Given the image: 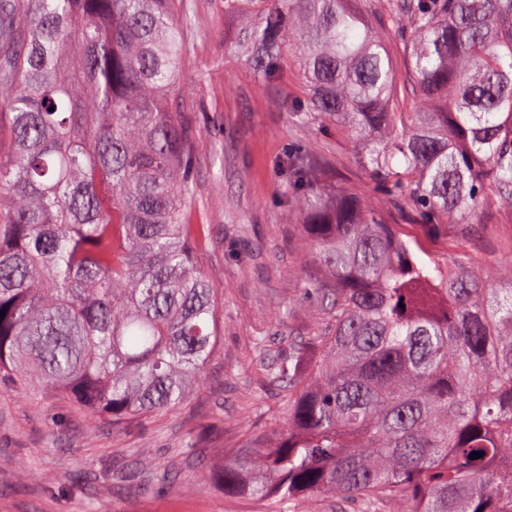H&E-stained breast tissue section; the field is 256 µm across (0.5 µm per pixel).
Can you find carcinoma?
Segmentation results:
<instances>
[{"instance_id":"cac0c4a2","label":"carcinoma","mask_w":512,"mask_h":512,"mask_svg":"<svg viewBox=\"0 0 512 512\" xmlns=\"http://www.w3.org/2000/svg\"><path fill=\"white\" fill-rule=\"evenodd\" d=\"M225 3L253 16L225 50L264 81L293 58L306 93L289 111L347 128L422 223L512 206V0H377L383 33L362 0ZM178 5L0 0V385L40 382L116 429L184 401L224 330L184 211ZM282 169L329 321L271 363L288 417L224 450V494L512 512V259L501 299L466 253L428 266L379 212L320 189L310 158Z\"/></svg>"}]
</instances>
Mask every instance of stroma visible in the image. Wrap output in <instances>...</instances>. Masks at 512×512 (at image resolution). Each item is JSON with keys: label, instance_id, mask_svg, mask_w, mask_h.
I'll return each instance as SVG.
<instances>
[{"label": "stroma", "instance_id": "1", "mask_svg": "<svg viewBox=\"0 0 512 512\" xmlns=\"http://www.w3.org/2000/svg\"><path fill=\"white\" fill-rule=\"evenodd\" d=\"M183 4L175 93L200 135L187 215L207 228L200 264L224 304L220 348L181 405L124 430L51 392L0 387V512H270L225 496L199 470L223 465L244 430L285 421L286 393L268 366L328 321L303 295L320 271L284 201L280 163L290 153L306 154L320 183L380 211L427 264L447 266L464 251L492 276L512 257V208L482 211L474 224H420L410 205L377 191L347 130L293 120L286 102L305 93L295 62L271 86L225 52L245 14L225 11L224 0Z\"/></svg>", "mask_w": 512, "mask_h": 512}]
</instances>
